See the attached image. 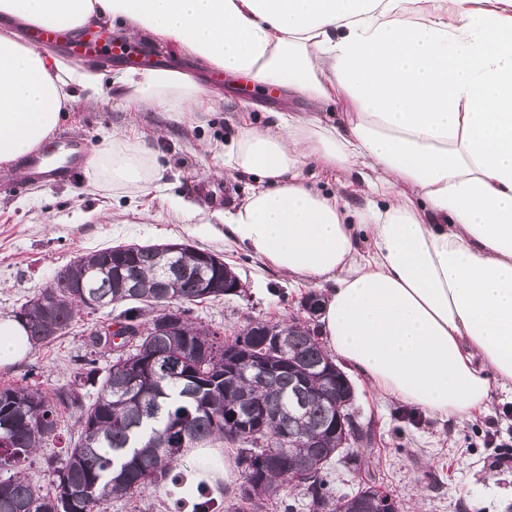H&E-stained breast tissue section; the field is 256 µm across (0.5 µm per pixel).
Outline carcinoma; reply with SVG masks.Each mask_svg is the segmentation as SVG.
I'll use <instances>...</instances> for the list:
<instances>
[{
    "instance_id": "cac0c4a2",
    "label": "carcinoma",
    "mask_w": 512,
    "mask_h": 512,
    "mask_svg": "<svg viewBox=\"0 0 512 512\" xmlns=\"http://www.w3.org/2000/svg\"><path fill=\"white\" fill-rule=\"evenodd\" d=\"M188 246L165 255L159 244H126L82 255L60 272L85 288L40 290L12 311L28 343L58 338L81 310L125 305L113 320L130 336L105 337L112 366L100 373L93 357L53 392L31 386L0 389V512H106L112 499L139 497L149 487L175 479L172 471L187 448L216 442L236 446L242 469L238 493L227 512H336L328 470L345 451L329 434L336 402L329 391L343 386L319 371L330 360L318 332L293 321L269 322L254 334L256 320L224 333L193 321L191 306L225 296L224 281L236 273L224 262H206ZM174 305L175 327L157 329L159 307ZM283 335L282 345L267 334ZM248 360L232 369L224 352ZM96 396L86 400V387ZM78 413L79 440L51 461V489L43 492L25 474V463L55 435L59 409ZM365 475H375L359 454L349 457ZM301 469L317 472L310 485L296 481ZM301 488V502L286 500L284 483Z\"/></svg>"
}]
</instances>
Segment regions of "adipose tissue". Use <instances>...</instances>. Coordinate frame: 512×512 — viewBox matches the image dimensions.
Listing matches in <instances>:
<instances>
[{
    "label": "adipose tissue",
    "instance_id": "1",
    "mask_svg": "<svg viewBox=\"0 0 512 512\" xmlns=\"http://www.w3.org/2000/svg\"><path fill=\"white\" fill-rule=\"evenodd\" d=\"M0 18V168L108 80L21 43L16 19L109 21L288 88L312 111L271 113L224 146L225 170L257 179L225 212V237L326 287L323 338L379 393L461 425L491 381L512 383V0H0ZM108 81L140 106L204 102L169 68ZM312 165L364 188V207L313 189ZM155 169L150 150L115 135L86 176L124 195L151 185ZM190 454L176 497L231 481L214 449Z\"/></svg>",
    "mask_w": 512,
    "mask_h": 512
}]
</instances>
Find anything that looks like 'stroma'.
<instances>
[{"label": "stroma", "mask_w": 512, "mask_h": 512, "mask_svg": "<svg viewBox=\"0 0 512 512\" xmlns=\"http://www.w3.org/2000/svg\"><path fill=\"white\" fill-rule=\"evenodd\" d=\"M143 43L201 86L209 104L179 116L161 107L136 109L112 87L102 100L67 112L62 128L84 132L90 147H103L115 134L145 143L158 161L155 185L134 196L115 195L88 186L81 176L0 197V320L53 285L79 255L119 244L170 241L220 255L247 287V298L227 296L192 307L194 319L228 334L251 318H300L298 302L308 284L266 267L224 239V213L242 201L253 179L226 177L217 146L235 137L243 123L265 122L273 112L307 111V100L285 87L268 95L258 85L246 93L229 82L214 85L210 65L178 46L150 37ZM218 186L226 195L220 205L210 197ZM112 317L109 308L81 312L65 334L0 366V388L30 385L49 392L70 383L90 352L89 331ZM347 375L355 388V418L372 434L364 451L369 469L402 503V512H512V464L496 463L512 453L511 392L491 385L485 411L459 426L413 415L379 394L359 372L351 369ZM59 416L55 436L27 462L29 480L45 490L51 479L48 461L78 440L75 414L63 410Z\"/></svg>", "instance_id": "stroma-1"}]
</instances>
